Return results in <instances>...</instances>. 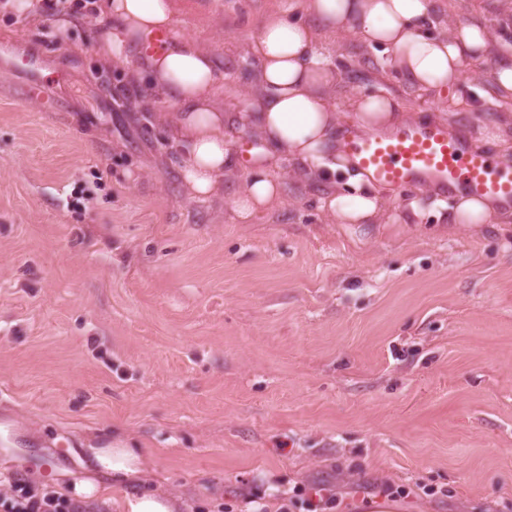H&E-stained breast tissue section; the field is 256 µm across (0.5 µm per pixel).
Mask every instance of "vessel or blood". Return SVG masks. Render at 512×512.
Listing matches in <instances>:
<instances>
[{"label":"vessel or blood","mask_w":512,"mask_h":512,"mask_svg":"<svg viewBox=\"0 0 512 512\" xmlns=\"http://www.w3.org/2000/svg\"><path fill=\"white\" fill-rule=\"evenodd\" d=\"M341 150L373 183L442 197L462 191L512 209V164L475 146L473 131L410 122L390 134L347 132Z\"/></svg>","instance_id":"b4317fda"}]
</instances>
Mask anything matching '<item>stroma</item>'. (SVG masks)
I'll return each mask as SVG.
<instances>
[{"mask_svg": "<svg viewBox=\"0 0 512 512\" xmlns=\"http://www.w3.org/2000/svg\"><path fill=\"white\" fill-rule=\"evenodd\" d=\"M184 3L228 83L255 72L244 38L266 13L306 17L304 0ZM434 3L436 28L501 15ZM94 33L0 12V497L15 475L84 512L147 490L179 512H304L310 485L335 490L334 512H512V219L337 224L320 185L289 176L275 210L236 223L248 166L188 197L173 104L147 95L137 54L101 61ZM320 51L349 62L345 128L353 87L452 128L512 113L488 65L466 67L480 94L452 110L359 36ZM118 447L144 457L140 481L94 466ZM387 482L406 496L374 495Z\"/></svg>", "mask_w": 512, "mask_h": 512, "instance_id": "obj_1", "label": "stroma"}]
</instances>
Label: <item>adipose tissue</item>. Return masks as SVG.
I'll use <instances>...</instances> for the list:
<instances>
[{
	"label": "adipose tissue",
	"mask_w": 512,
	"mask_h": 512,
	"mask_svg": "<svg viewBox=\"0 0 512 512\" xmlns=\"http://www.w3.org/2000/svg\"><path fill=\"white\" fill-rule=\"evenodd\" d=\"M95 9L103 57L119 62L143 51L139 80L174 104L190 197L219 192L231 164L230 130L257 140L248 178L233 198V212L244 224L281 203L278 168L286 158L300 162V177L323 188L320 207L334 223L371 224L382 212L380 194L366 177L350 175L348 157L336 149L340 118L330 97L338 68L317 50L324 36L352 32L381 47L392 75L419 90L459 86L466 65L489 60L497 86L512 97V24L499 30L470 18L435 34L427 25L429 0H306L312 22L267 16L248 44L259 66L245 94L239 86H222L217 55L180 33V0H97ZM224 97L244 103L228 112L220 103ZM349 104L364 134L391 133L413 120L385 90H355ZM502 217L492 200L459 193L449 221L497 224ZM94 462L119 483L144 472L142 457L130 448L95 450Z\"/></svg>",
	"instance_id": "adipose-tissue-1"
}]
</instances>
